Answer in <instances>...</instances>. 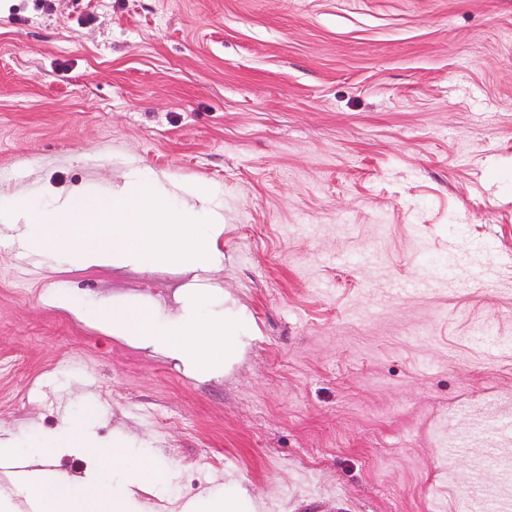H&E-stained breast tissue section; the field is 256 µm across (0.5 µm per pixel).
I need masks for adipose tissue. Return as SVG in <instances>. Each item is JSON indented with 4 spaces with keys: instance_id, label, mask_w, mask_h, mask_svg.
Masks as SVG:
<instances>
[{
    "instance_id": "1",
    "label": "adipose tissue",
    "mask_w": 512,
    "mask_h": 512,
    "mask_svg": "<svg viewBox=\"0 0 512 512\" xmlns=\"http://www.w3.org/2000/svg\"><path fill=\"white\" fill-rule=\"evenodd\" d=\"M208 302L207 292L197 290L182 312L162 319L153 310L127 305L98 308L92 318L114 335L178 361L198 376L214 378L238 358L242 340L235 325L208 312ZM64 448L76 449L95 467L111 469V479L75 480L36 470L21 499L0 495V512H26L33 501L40 512H146L137 490H160L172 479L167 465L145 449L131 448L128 440L116 437L103 444L92 439L80 418L67 421L58 437L22 454L37 463ZM185 512H261V505L245 493L224 491L201 495Z\"/></svg>"
}]
</instances>
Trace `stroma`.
Here are the masks:
<instances>
[{
	"label": "stroma",
	"mask_w": 512,
	"mask_h": 512,
	"mask_svg": "<svg viewBox=\"0 0 512 512\" xmlns=\"http://www.w3.org/2000/svg\"><path fill=\"white\" fill-rule=\"evenodd\" d=\"M145 168L207 186L222 265L31 272L0 234V445L94 405L171 468L151 512H512V0H0V194ZM194 288L244 335L220 378L56 303ZM261 504L248 497L245 492L233 494L223 491L220 494L207 493L185 506V512H261Z\"/></svg>",
	"instance_id": "1"
}]
</instances>
